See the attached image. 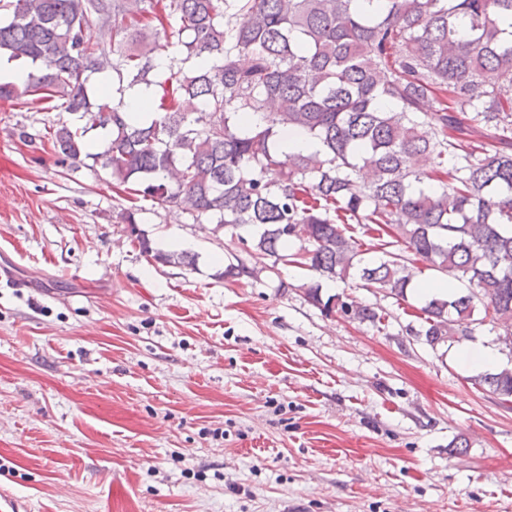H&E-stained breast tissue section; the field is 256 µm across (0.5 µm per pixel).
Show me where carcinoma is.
Segmentation results:
<instances>
[{
    "label": "carcinoma",
    "mask_w": 512,
    "mask_h": 512,
    "mask_svg": "<svg viewBox=\"0 0 512 512\" xmlns=\"http://www.w3.org/2000/svg\"><path fill=\"white\" fill-rule=\"evenodd\" d=\"M0 49L35 66L0 99L61 101L108 130L103 151L61 124L56 151L91 158L128 195L253 230L252 254L407 299L412 266L457 271L467 292L428 294L431 348L489 321L512 352V0H6ZM109 44L84 37L89 17ZM154 88L155 116L124 99L92 106L88 74ZM319 144L286 153L284 132ZM125 223L145 254L161 252ZM405 247L365 258L354 225ZM329 315L381 322L337 294ZM475 383L512 403V368Z\"/></svg>",
    "instance_id": "carcinoma-1"
}]
</instances>
